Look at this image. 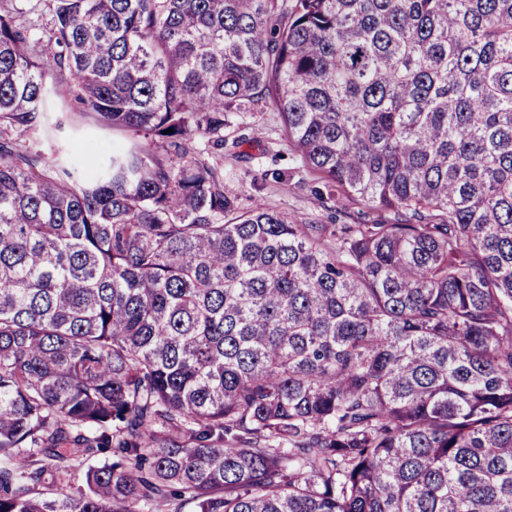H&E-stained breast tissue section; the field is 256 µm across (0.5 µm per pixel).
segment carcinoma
I'll return each instance as SVG.
<instances>
[{
	"instance_id": "obj_1",
	"label": "carcinoma",
	"mask_w": 512,
	"mask_h": 512,
	"mask_svg": "<svg viewBox=\"0 0 512 512\" xmlns=\"http://www.w3.org/2000/svg\"><path fill=\"white\" fill-rule=\"evenodd\" d=\"M265 108L383 218L241 209ZM186 505L512 512V0L0 5V512ZM49 119L47 124L41 128L39 133L36 135L39 145L46 151L57 149L58 147L63 149L68 147L71 151H78L80 149V136L77 135L74 130L80 131H98L90 118L80 117L71 114H67V118H64V125L61 131L55 129V124L61 118V112H48ZM73 118V120H72Z\"/></svg>"
}]
</instances>
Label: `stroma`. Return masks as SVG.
<instances>
[{
	"instance_id": "stroma-1",
	"label": "stroma",
	"mask_w": 512,
	"mask_h": 512,
	"mask_svg": "<svg viewBox=\"0 0 512 512\" xmlns=\"http://www.w3.org/2000/svg\"><path fill=\"white\" fill-rule=\"evenodd\" d=\"M242 119L255 140L263 142L270 138L276 139L278 153L274 156L257 153L249 160H235L225 151H210L209 163L223 167L224 185L236 196L241 208L249 210L269 204L302 220L324 224H369L377 219V211L361 204L350 202L333 210L319 202L311 191L308 174L285 140L278 113L269 110L246 112ZM94 129L92 119L80 116L64 119L59 113L53 112L47 124L39 131L37 140L47 151L64 147L76 151L80 148L79 132ZM276 169L286 172L285 180L273 179L272 172Z\"/></svg>"
}]
</instances>
